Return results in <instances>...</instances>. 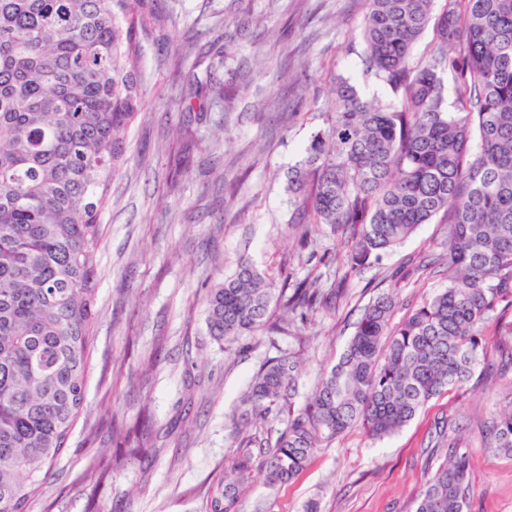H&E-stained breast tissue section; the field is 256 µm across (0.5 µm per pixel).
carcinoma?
I'll use <instances>...</instances> for the list:
<instances>
[{
  "instance_id": "obj_1",
  "label": "carcinoma",
  "mask_w": 512,
  "mask_h": 512,
  "mask_svg": "<svg viewBox=\"0 0 512 512\" xmlns=\"http://www.w3.org/2000/svg\"><path fill=\"white\" fill-rule=\"evenodd\" d=\"M146 26L144 0H0V512H28L83 406L101 214L143 103ZM429 28L437 48L415 65ZM362 36L365 65L393 99L367 101L337 79L328 126L288 175L300 238L353 233L331 261L358 270L435 221L447 252L422 269L448 266V285L397 324L392 297H374L297 412L296 356L266 359L244 404L271 425L264 437H235L230 477L208 488L205 512H239L256 466L268 484L285 483L348 429L381 439L433 397L492 382L485 329L512 335L499 310L512 307V0H368ZM184 95L204 111L231 101L234 77ZM344 283L322 288L310 274L278 285L242 260L206 289L208 334H286L293 318L336 305ZM504 399L480 437L512 456V390ZM115 436L112 463L92 462L99 482L140 450ZM439 447L414 512H468L467 444L450 436Z\"/></svg>"
}]
</instances>
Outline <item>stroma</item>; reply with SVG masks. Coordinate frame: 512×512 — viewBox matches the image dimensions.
Masks as SVG:
<instances>
[{
  "label": "stroma",
  "mask_w": 512,
  "mask_h": 512,
  "mask_svg": "<svg viewBox=\"0 0 512 512\" xmlns=\"http://www.w3.org/2000/svg\"><path fill=\"white\" fill-rule=\"evenodd\" d=\"M147 10L144 102L127 134L129 163L113 178L101 215L83 411L29 512H203L205 491L230 454V416L276 347L301 358L292 407L302 409L375 292L396 300L398 321L448 281L416 270L442 239L441 225L425 224L381 264L347 271L345 297L315 313L301 339L283 337L274 347L257 335L228 346L208 336L205 288L239 260L279 280L312 271L334 277L323 255L346 252L347 241L321 235L300 246L288 230V172L324 127L336 79L368 100H389L391 92L364 63L366 0H147ZM231 74V108L188 114L172 106L189 80ZM186 120L190 149L178 135ZM184 149L189 167L177 177ZM511 388L509 370L495 384L443 394L381 441L349 430L289 482L272 487L255 474L239 510L305 512L313 501L319 512H414L437 465L428 443L444 423L466 429L469 512H512V457L483 447L478 434ZM116 428L131 431L141 449L95 483L89 464L94 453L113 451Z\"/></svg>",
  "instance_id": "1"
}]
</instances>
